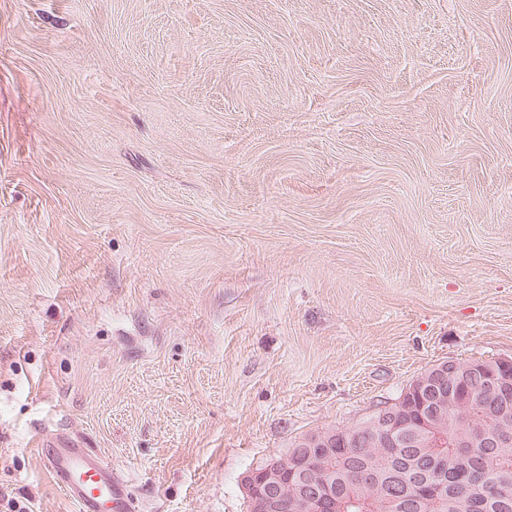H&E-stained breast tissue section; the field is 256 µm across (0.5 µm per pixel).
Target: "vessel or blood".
<instances>
[{"label": "vessel or blood", "instance_id": "b4317fda", "mask_svg": "<svg viewBox=\"0 0 512 512\" xmlns=\"http://www.w3.org/2000/svg\"><path fill=\"white\" fill-rule=\"evenodd\" d=\"M34 443L55 482L77 503L79 512H132L124 480L101 456L69 437L48 441L39 435Z\"/></svg>", "mask_w": 512, "mask_h": 512}]
</instances>
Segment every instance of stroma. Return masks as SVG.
<instances>
[{
    "instance_id": "35a3bbf8",
    "label": "stroma",
    "mask_w": 512,
    "mask_h": 512,
    "mask_svg": "<svg viewBox=\"0 0 512 512\" xmlns=\"http://www.w3.org/2000/svg\"><path fill=\"white\" fill-rule=\"evenodd\" d=\"M512 358V0H0V512L241 478ZM45 467L57 485L72 499L79 512H101L105 504L109 512L134 510L125 481L101 456L76 439L59 437L45 440L43 434L34 439Z\"/></svg>"
}]
</instances>
